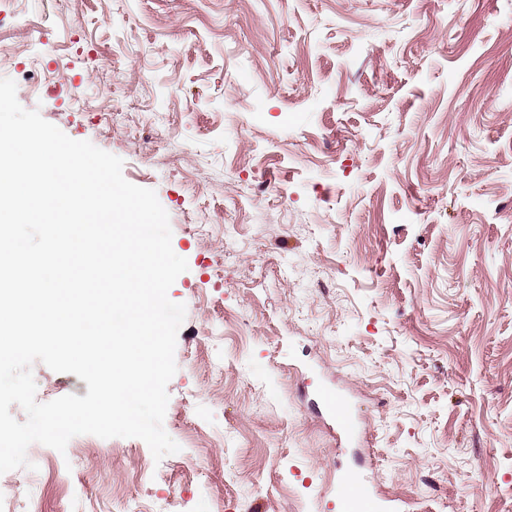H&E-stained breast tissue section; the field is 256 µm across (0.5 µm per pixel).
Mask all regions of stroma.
<instances>
[{"label": "stroma", "mask_w": 512, "mask_h": 512, "mask_svg": "<svg viewBox=\"0 0 512 512\" xmlns=\"http://www.w3.org/2000/svg\"><path fill=\"white\" fill-rule=\"evenodd\" d=\"M0 54L188 262L180 452L38 446L9 512H337L351 473L399 512H512V0H0ZM325 413L329 417H336V422L339 423L345 433H349L356 425L355 418L349 414L346 404L340 400L335 399L331 395H326L323 400Z\"/></svg>", "instance_id": "1"}]
</instances>
